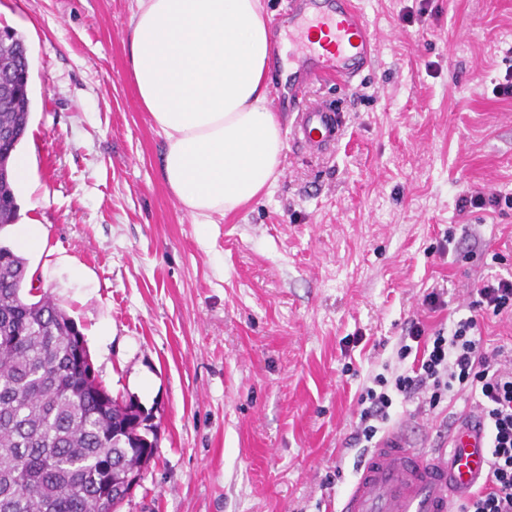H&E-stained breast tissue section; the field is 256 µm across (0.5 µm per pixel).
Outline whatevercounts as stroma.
Returning a JSON list of instances; mask_svg holds the SVG:
<instances>
[{"instance_id": "obj_1", "label": "stroma", "mask_w": 512, "mask_h": 512, "mask_svg": "<svg viewBox=\"0 0 512 512\" xmlns=\"http://www.w3.org/2000/svg\"><path fill=\"white\" fill-rule=\"evenodd\" d=\"M360 2L370 67L305 95L341 108L336 145H288L268 191L197 224L128 77L131 0H0L30 63L18 217L47 237L29 272L108 392L158 426L117 512H337L364 453L359 394L402 371L410 323L450 330L478 280L512 277V207L458 208L469 189L512 197V0ZM464 405L398 395L390 425L434 449Z\"/></svg>"}]
</instances>
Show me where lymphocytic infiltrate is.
Listing matches in <instances>:
<instances>
[{"instance_id":"f902f5d3","label":"lymphocytic infiltrate","mask_w":512,"mask_h":512,"mask_svg":"<svg viewBox=\"0 0 512 512\" xmlns=\"http://www.w3.org/2000/svg\"><path fill=\"white\" fill-rule=\"evenodd\" d=\"M475 294L471 315L456 321L450 332L429 336L420 323L410 325L396 355L412 366L391 380L375 376L361 393L356 436L370 443L384 432L394 394L434 409L444 398L474 393L477 401L468 419L484 432L489 465L484 486L470 493L460 512H512V358L498 362L484 352L474 316L478 309L512 312V278L482 281Z\"/></svg>"}]
</instances>
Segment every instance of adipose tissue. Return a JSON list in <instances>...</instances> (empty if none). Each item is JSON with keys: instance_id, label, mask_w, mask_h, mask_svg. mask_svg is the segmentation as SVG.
<instances>
[{"instance_id": "obj_1", "label": "adipose tissue", "mask_w": 512, "mask_h": 512, "mask_svg": "<svg viewBox=\"0 0 512 512\" xmlns=\"http://www.w3.org/2000/svg\"><path fill=\"white\" fill-rule=\"evenodd\" d=\"M272 51L260 0H135L129 76L165 136L163 178L195 223L275 181L286 144L269 107Z\"/></svg>"}]
</instances>
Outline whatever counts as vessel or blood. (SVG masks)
I'll return each instance as SVG.
<instances>
[{"label": "vessel or blood", "instance_id": "obj_1", "mask_svg": "<svg viewBox=\"0 0 512 512\" xmlns=\"http://www.w3.org/2000/svg\"><path fill=\"white\" fill-rule=\"evenodd\" d=\"M283 26L296 47L288 85L294 104L313 82L350 85L377 51L357 0H289ZM344 124L339 111L311 106L299 111L293 137L321 152L336 144ZM487 468L484 434L473 424H461L436 453L417 451L397 427L366 455L339 512H455V498L476 487Z\"/></svg>", "mask_w": 512, "mask_h": 512}]
</instances>
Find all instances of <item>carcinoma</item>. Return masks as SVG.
<instances>
[{"label": "carcinoma", "instance_id": "cac0c4a2", "mask_svg": "<svg viewBox=\"0 0 512 512\" xmlns=\"http://www.w3.org/2000/svg\"><path fill=\"white\" fill-rule=\"evenodd\" d=\"M18 34L0 43V64L29 75ZM30 96L0 112V230L19 205L11 160L30 120ZM27 260L0 246V512H115L125 474L145 468L157 435L141 406L119 402L98 381L75 322L35 295Z\"/></svg>", "mask_w": 512, "mask_h": 512}]
</instances>
